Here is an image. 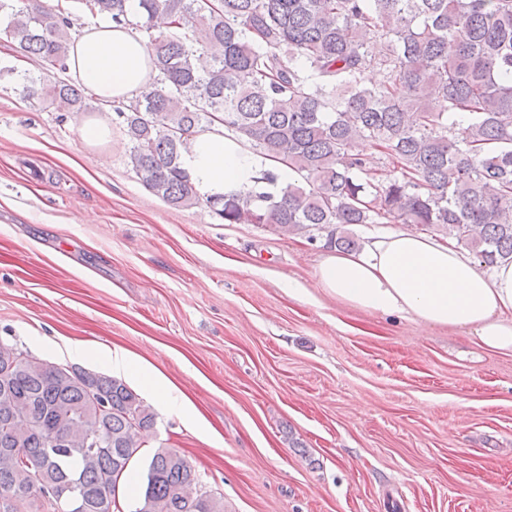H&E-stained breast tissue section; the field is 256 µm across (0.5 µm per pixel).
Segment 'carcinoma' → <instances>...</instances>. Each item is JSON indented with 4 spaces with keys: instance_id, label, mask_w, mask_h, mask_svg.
Masks as SVG:
<instances>
[{
    "instance_id": "1",
    "label": "carcinoma",
    "mask_w": 512,
    "mask_h": 512,
    "mask_svg": "<svg viewBox=\"0 0 512 512\" xmlns=\"http://www.w3.org/2000/svg\"><path fill=\"white\" fill-rule=\"evenodd\" d=\"M79 2L147 37L153 80L114 113L132 170L167 204L324 232L342 250L360 247L347 226L416 224L487 266L512 262V0H139L136 22L126 0ZM69 15L68 3L0 0L15 51L62 73ZM21 79L27 99L88 106L65 78ZM216 122L298 178L279 186L265 170L252 189L200 196L181 153ZM376 154L393 173L379 176ZM13 353L0 346V512L63 506L68 480L84 512H109L154 427L150 407L111 376ZM85 425L100 442L85 440ZM32 459L50 469L33 492ZM129 512H224V502L200 491L183 455L160 448Z\"/></svg>"
}]
</instances>
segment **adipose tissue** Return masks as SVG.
Listing matches in <instances>:
<instances>
[{
  "label": "adipose tissue",
  "mask_w": 512,
  "mask_h": 512,
  "mask_svg": "<svg viewBox=\"0 0 512 512\" xmlns=\"http://www.w3.org/2000/svg\"><path fill=\"white\" fill-rule=\"evenodd\" d=\"M67 67L74 79L107 102L135 95L152 74L145 43L112 23L84 28L72 42ZM181 165L201 195L214 197L253 186L262 160L217 127L196 138ZM315 277L325 293L351 307L464 330L488 350L512 352V263L488 273L455 246L399 232L373 239L359 253L326 256ZM92 358L112 375L138 381L160 407L177 408L199 423L193 404L130 351L103 347Z\"/></svg>",
  "instance_id": "adipose-tissue-1"
}]
</instances>
